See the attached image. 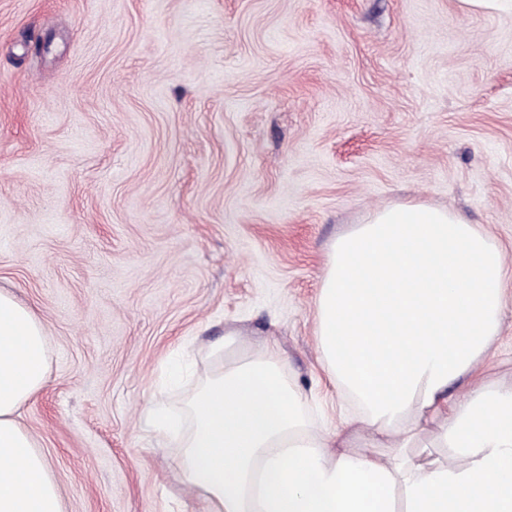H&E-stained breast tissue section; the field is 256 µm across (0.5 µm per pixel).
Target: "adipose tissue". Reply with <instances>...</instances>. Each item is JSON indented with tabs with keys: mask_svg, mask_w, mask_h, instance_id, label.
<instances>
[{
	"mask_svg": "<svg viewBox=\"0 0 512 512\" xmlns=\"http://www.w3.org/2000/svg\"><path fill=\"white\" fill-rule=\"evenodd\" d=\"M506 274L490 235L448 209L373 211L333 244L315 308L346 411L319 425L276 342L228 332L179 411L148 412L178 442L182 484L209 512H512V386L481 378ZM48 372L42 321L0 291V512H62L21 420Z\"/></svg>",
	"mask_w": 512,
	"mask_h": 512,
	"instance_id": "obj_1",
	"label": "adipose tissue"
}]
</instances>
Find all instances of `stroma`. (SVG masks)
<instances>
[{
    "label": "stroma",
    "mask_w": 512,
    "mask_h": 512,
    "mask_svg": "<svg viewBox=\"0 0 512 512\" xmlns=\"http://www.w3.org/2000/svg\"><path fill=\"white\" fill-rule=\"evenodd\" d=\"M487 231L512 291V12L458 0H0V290L48 334L23 411L64 512H207L150 427L236 330L303 390L333 242L376 208ZM486 382L512 385V302Z\"/></svg>",
    "instance_id": "1"
}]
</instances>
